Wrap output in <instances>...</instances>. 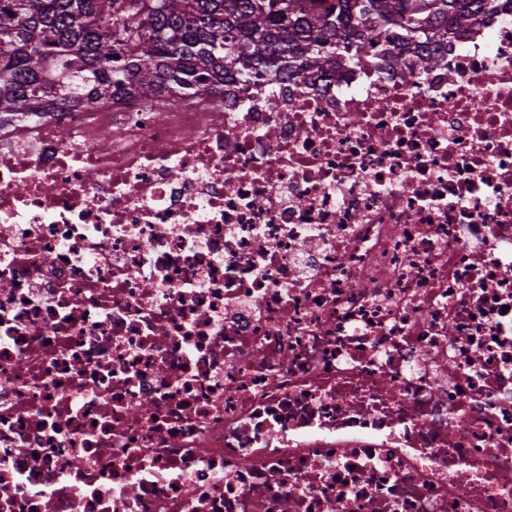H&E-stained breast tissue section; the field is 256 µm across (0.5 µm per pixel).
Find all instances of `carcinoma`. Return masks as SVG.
Segmentation results:
<instances>
[{
	"label": "carcinoma",
	"instance_id": "obj_1",
	"mask_svg": "<svg viewBox=\"0 0 512 512\" xmlns=\"http://www.w3.org/2000/svg\"><path fill=\"white\" fill-rule=\"evenodd\" d=\"M498 0H0V116L56 103L179 94L224 99L259 77L304 79L389 48L441 62V40L491 16Z\"/></svg>",
	"mask_w": 512,
	"mask_h": 512
}]
</instances>
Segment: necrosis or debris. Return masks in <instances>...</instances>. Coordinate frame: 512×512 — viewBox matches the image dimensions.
Here are the masks:
<instances>
[{
	"label": "necrosis or debris",
	"instance_id": "obj_1",
	"mask_svg": "<svg viewBox=\"0 0 512 512\" xmlns=\"http://www.w3.org/2000/svg\"><path fill=\"white\" fill-rule=\"evenodd\" d=\"M271 91L0 123V512H512V6Z\"/></svg>",
	"mask_w": 512,
	"mask_h": 512
}]
</instances>
